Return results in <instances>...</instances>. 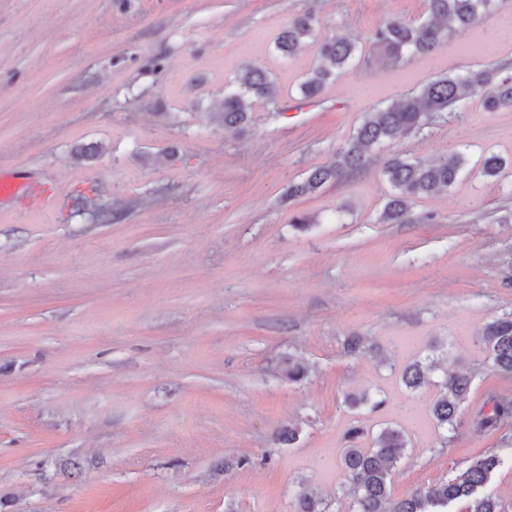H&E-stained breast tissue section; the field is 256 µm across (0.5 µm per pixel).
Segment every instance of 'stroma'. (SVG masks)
Masks as SVG:
<instances>
[{
	"label": "stroma",
	"instance_id": "1",
	"mask_svg": "<svg viewBox=\"0 0 512 512\" xmlns=\"http://www.w3.org/2000/svg\"><path fill=\"white\" fill-rule=\"evenodd\" d=\"M308 10L313 38L282 58L278 33ZM426 14V0H0V167L56 196L42 210L0 202V512H294L300 487L340 495L357 422L365 448L384 425L406 430L399 498L512 440V419L491 435L469 423L488 394L512 398L475 340L512 313V170L480 169L487 154L512 159V112L470 97L361 173L286 197L367 112L512 62V41L482 51L512 17L498 0L435 53L360 62L302 100L325 38ZM248 64L272 76L276 105L217 125L225 80ZM456 151L468 165L449 191L415 199L414 223H380L388 158ZM102 206L112 223H94ZM294 213L313 225L295 230ZM431 348L475 374L447 443L437 388L400 380ZM292 360L302 381L285 374ZM365 391L384 407H349Z\"/></svg>",
	"mask_w": 512,
	"mask_h": 512
}]
</instances>
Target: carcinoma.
<instances>
[{"label": "carcinoma", "mask_w": 512, "mask_h": 512, "mask_svg": "<svg viewBox=\"0 0 512 512\" xmlns=\"http://www.w3.org/2000/svg\"><path fill=\"white\" fill-rule=\"evenodd\" d=\"M497 2L427 0L424 19L389 18L366 35H333L318 45L321 62L300 84L302 98L306 102L316 100L326 83L360 60L366 50L376 61L388 65L431 54L448 38L481 21ZM317 24L311 11L289 19L275 42L278 53L284 58L294 57L306 39L314 34ZM472 95L483 96L490 112L512 110V69H471L463 74L439 77L420 91L368 113L334 161L314 169L303 181L289 185L288 197L314 192L328 182L360 172L374 148L417 134L428 125L446 119L448 113L460 111L462 102ZM254 101L274 105L277 92L266 70L245 66L225 83L224 99L217 106L214 119L226 127L245 124L251 120ZM465 165L466 157L460 152L439 162L402 155L388 159L383 174L395 193L384 206L382 221L387 224L414 222L411 201L448 191ZM507 169H512V160L499 155L490 154L483 160L482 172L486 177H499ZM478 339L486 352L484 366L503 378L512 379V315L485 324L478 332ZM435 368L434 355L428 353L402 369L401 381L409 391L417 392L430 383V373ZM473 380V373L456 371L438 383L439 393L431 405V414L446 441L454 438L462 424L460 413L469 400ZM511 416L512 400L490 399L476 411L472 422L477 430L492 434ZM365 435L367 431L363 426L352 425L345 433L348 448L337 463L351 496L347 512H448L456 504L463 505L465 512H505L502 501L487 491V485L495 471L512 464V442L504 440L500 447L474 457L466 470L454 478L395 498L391 482L402 452L407 448L405 432L387 426L373 438L372 447L360 448L356 442ZM297 512H329V505L302 490L297 494Z\"/></svg>", "instance_id": "obj_1"}]
</instances>
